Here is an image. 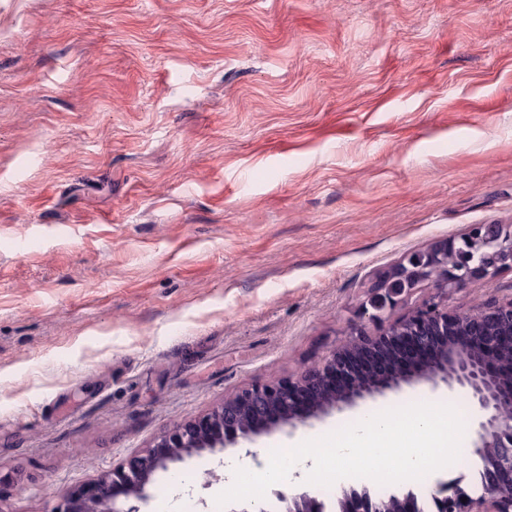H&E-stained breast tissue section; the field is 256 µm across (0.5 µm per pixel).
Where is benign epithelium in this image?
Segmentation results:
<instances>
[{
  "instance_id": "1",
  "label": "benign epithelium",
  "mask_w": 512,
  "mask_h": 512,
  "mask_svg": "<svg viewBox=\"0 0 512 512\" xmlns=\"http://www.w3.org/2000/svg\"><path fill=\"white\" fill-rule=\"evenodd\" d=\"M504 270H512V228L502 224H473L460 235L407 254L376 277L361 320L349 325L345 339L320 364L294 379L247 388L202 418L177 425L152 447L97 478L88 493L64 494L57 512H141L154 474L172 463L202 452H224L275 429H294L368 396L420 381L434 390L442 382L461 391L478 413L472 448L488 476L477 496L454 490L439 497L442 509L512 512V362L501 359L512 353V299L489 300L457 314L448 311L437 292L404 318L384 319L386 310L427 284L462 288ZM369 323L378 328L376 334L367 331ZM394 349L404 351L401 366L375 364L369 380L353 365L357 351L373 359ZM240 408L249 410L246 424L239 422ZM274 495L283 504L281 512H329L308 491L289 496L276 490ZM340 503L347 512L367 509L353 488L342 492Z\"/></svg>"
}]
</instances>
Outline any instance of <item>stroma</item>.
<instances>
[{"label":"stroma","instance_id":"1","mask_svg":"<svg viewBox=\"0 0 512 512\" xmlns=\"http://www.w3.org/2000/svg\"><path fill=\"white\" fill-rule=\"evenodd\" d=\"M512 225V0H0V512L297 376L404 254ZM512 299V270L448 309ZM418 397V382L251 442ZM223 454L188 477L212 512Z\"/></svg>","mask_w":512,"mask_h":512}]
</instances>
